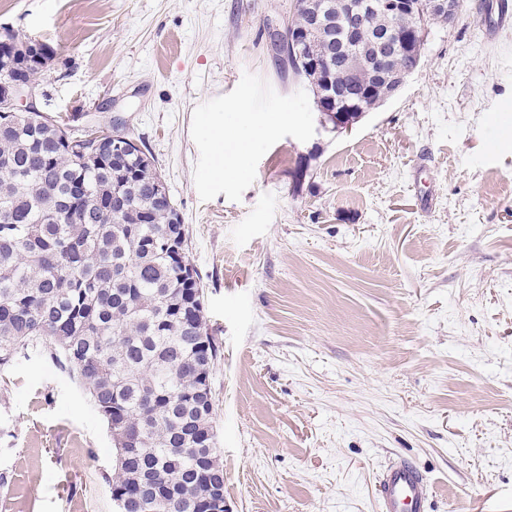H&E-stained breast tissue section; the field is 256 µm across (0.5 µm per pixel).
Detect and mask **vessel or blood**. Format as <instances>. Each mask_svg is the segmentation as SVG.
Wrapping results in <instances>:
<instances>
[{
    "label": "vessel or blood",
    "mask_w": 512,
    "mask_h": 512,
    "mask_svg": "<svg viewBox=\"0 0 512 512\" xmlns=\"http://www.w3.org/2000/svg\"><path fill=\"white\" fill-rule=\"evenodd\" d=\"M377 494L381 512H427L429 485L411 463L400 460L382 473Z\"/></svg>",
    "instance_id": "b4317fda"
}]
</instances>
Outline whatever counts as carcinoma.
<instances>
[{
    "label": "carcinoma",
    "mask_w": 512,
    "mask_h": 512,
    "mask_svg": "<svg viewBox=\"0 0 512 512\" xmlns=\"http://www.w3.org/2000/svg\"><path fill=\"white\" fill-rule=\"evenodd\" d=\"M332 33L345 37L337 16ZM308 23L297 9L277 35L280 60L324 106L325 81L349 87L336 59L309 72L287 52ZM67 123L0 117V366L43 347L88 393L112 435L111 498L127 512H223V450L213 445L209 332L187 234L157 198L151 156L81 151ZM127 196L112 212V188Z\"/></svg>",
    "instance_id": "1"
}]
</instances>
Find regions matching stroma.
Listing matches in <instances>:
<instances>
[{"label":"stroma","mask_w":512,"mask_h":512,"mask_svg":"<svg viewBox=\"0 0 512 512\" xmlns=\"http://www.w3.org/2000/svg\"><path fill=\"white\" fill-rule=\"evenodd\" d=\"M293 4L0 0V26L55 50L47 110L143 144L181 215L226 512H379L399 458L429 512H512V27L487 41L491 0H462L396 96L322 132L267 36ZM114 468L68 373L0 366V512H116Z\"/></svg>","instance_id":"stroma-1"}]
</instances>
